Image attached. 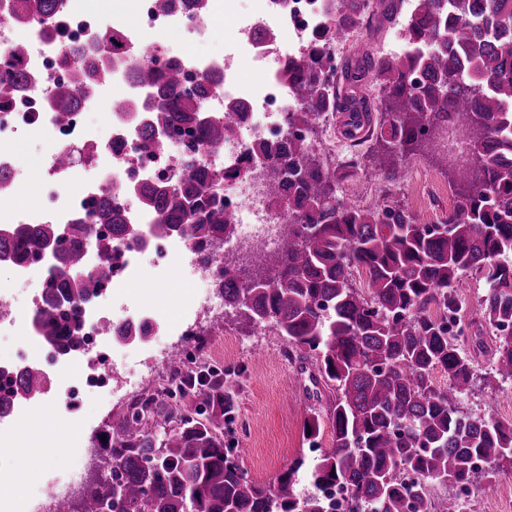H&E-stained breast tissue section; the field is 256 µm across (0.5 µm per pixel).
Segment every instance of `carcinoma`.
<instances>
[{
    "label": "carcinoma",
    "instance_id": "1",
    "mask_svg": "<svg viewBox=\"0 0 512 512\" xmlns=\"http://www.w3.org/2000/svg\"><path fill=\"white\" fill-rule=\"evenodd\" d=\"M335 2L319 38L281 70L300 102L288 113L285 136L255 142L231 174L203 166L199 151L237 136L238 108L204 111L206 79L189 80L175 62L159 67L132 58L130 76L149 98L124 101L120 111L141 113L136 132L145 153H162L170 139L182 138L181 174L157 186L109 190L68 224L0 227V262L35 261L65 241L51 254L44 282L50 308L39 323L46 345L74 353L83 344L88 298L111 279L117 244L134 237L120 199L136 194L152 218L150 235H182L204 264L225 266L218 282L224 303L253 324L274 323L298 359L314 366L313 382L327 395L325 415L308 411L304 430L315 451L328 420L332 447L311 462L296 459L272 487L248 476L228 439L236 412L230 381L187 371L176 405L152 394L105 432L112 478L90 492L80 512H104L114 483L121 512H470L469 501L438 496L432 487L489 491L500 470L512 467V420L461 406L481 356L491 361L485 380L512 382V0H415L401 51H353L338 62L332 49L360 28L392 23L404 0ZM62 4L8 0L0 15L13 28L54 25ZM100 42L104 48L75 54L74 76L51 90L61 123L100 94L112 60L127 54L117 33ZM26 54L21 43L0 54V112L34 84ZM370 80L378 82L376 101L362 91ZM338 112L347 139L372 138L382 149L378 171L387 190L369 206L336 194L341 166L322 159L311 138ZM450 123L476 151L467 167L449 164L453 207L444 220L425 224L391 199L392 190L402 181V162ZM259 160L273 166L270 204L292 227L279 250L254 255L264 286L253 288L231 273L235 260L213 246L235 230L224 181ZM89 249L97 264L78 278ZM356 269L366 274L365 290L353 284ZM466 275L486 284L479 301L485 328L453 335L446 318L463 312L456 288ZM436 370L445 384L435 382ZM45 389L46 376L34 366L0 373V403ZM141 406L156 414L152 424ZM301 482L309 487L304 494L296 491ZM336 486L348 490L342 502L324 495Z\"/></svg>",
    "mask_w": 512,
    "mask_h": 512
}]
</instances>
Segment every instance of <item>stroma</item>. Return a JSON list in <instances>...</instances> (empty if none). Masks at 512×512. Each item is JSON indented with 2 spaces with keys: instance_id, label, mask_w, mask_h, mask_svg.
Listing matches in <instances>:
<instances>
[{
  "instance_id": "35a3bbf8",
  "label": "stroma",
  "mask_w": 512,
  "mask_h": 512,
  "mask_svg": "<svg viewBox=\"0 0 512 512\" xmlns=\"http://www.w3.org/2000/svg\"><path fill=\"white\" fill-rule=\"evenodd\" d=\"M406 166L427 170L435 179L436 191L430 209L421 213L423 220H431L436 213L446 214L454 201L449 171L427 154L412 156ZM195 327L201 338L209 339L216 359L237 370L233 378L238 386L237 411L248 416L251 423L250 433L236 443L241 466L256 482L276 485L296 458L310 453L304 438L305 394L315 391L316 386L309 370L281 357L283 339L272 323L254 325L238 316L221 320L201 316ZM463 407L512 419V383L475 387L464 399ZM49 409L50 417H32L18 431V438L65 449L68 463L84 464L87 486L100 483L103 474L99 459H82V449L95 447L100 433L123 417L125 406L109 393L87 398L77 413L82 422L78 431L72 424H61L57 403H50Z\"/></svg>"
}]
</instances>
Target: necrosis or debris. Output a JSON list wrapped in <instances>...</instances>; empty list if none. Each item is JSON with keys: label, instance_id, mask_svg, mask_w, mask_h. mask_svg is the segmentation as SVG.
Masks as SVG:
<instances>
[{"label": "necrosis or debris", "instance_id": "1", "mask_svg": "<svg viewBox=\"0 0 512 512\" xmlns=\"http://www.w3.org/2000/svg\"><path fill=\"white\" fill-rule=\"evenodd\" d=\"M236 0H211L205 18L191 19L175 11L158 13L154 0H112L111 10H104L102 0H64V13L72 24L65 34L45 39L38 29H0V51H8L19 41L27 42L29 53L26 64L39 81L37 91L19 101L9 112L0 113V140L12 137L15 131L46 130L52 136V152L37 157L36 166L48 173L65 192L59 205L52 210L36 205L26 210L13 207L10 200L28 190L29 182L22 171H14L13 183L0 192V225L10 224H66L76 213L91 210L100 192L110 185L123 183L132 177L144 180L158 178L163 173L178 170L183 159L181 141H172L161 154L140 155L136 152L137 134L131 114L111 112L105 129H97L87 121L93 106H104L113 100L141 98L142 88L128 77V61L120 58L112 63V71L103 83L102 95L94 101H85L69 123H59L48 105L51 89L57 81L65 80L67 73L57 66L58 59L69 48L90 42L97 32L115 31L124 35L128 48L137 49L143 62L155 59H175L192 73H216L223 79L219 91L203 102L204 109L223 108L225 101L239 100L248 112L237 137L218 148H205L200 152L204 164L215 165L223 161L225 168L241 164L251 141L277 137L285 126L288 112L297 106L280 71L288 57L310 45L323 25L332 0H252L250 12H239ZM230 20L235 37L220 56H188L171 50L159 42H147L146 34L178 30L192 36L205 34L216 16ZM261 26H273L284 35L283 52L275 62H267V52L261 49L254 32ZM251 58L263 64L260 80L247 82L238 75L240 59ZM82 148L79 169L61 171L55 168V153L61 149ZM93 172L90 180L76 181L77 170ZM233 195L226 202L236 216L237 224L232 237L225 239L226 253L244 256L252 252L256 243L268 249H277L288 233L281 215L268 203L267 180L262 166H255L246 177L232 180ZM140 236L146 237L143 246L121 244L120 259L116 264L108 287L87 309L84 316L88 341L79 353L59 358L69 383L58 392L66 407L79 405L83 396L91 391L119 382L125 368L124 353L127 341L104 338L98 333L103 322L116 324L127 321L151 325L153 332L169 331L185 338L193 337L190 319L201 309L212 315L223 316L224 299L216 293L219 277L216 270L202 267L191 243L175 236L164 242L149 240L147 234L150 216L133 208L131 200H124ZM179 275L187 288L181 294L176 310L164 313L158 303L161 288L172 275ZM148 279L153 291L137 305L128 302L131 284ZM11 308L12 313L0 317V335L21 330L30 336L37 352H45L46 345L36 328V315L42 306V291L19 295L16 287L0 289V306Z\"/></svg>", "mask_w": 512, "mask_h": 512}]
</instances>
